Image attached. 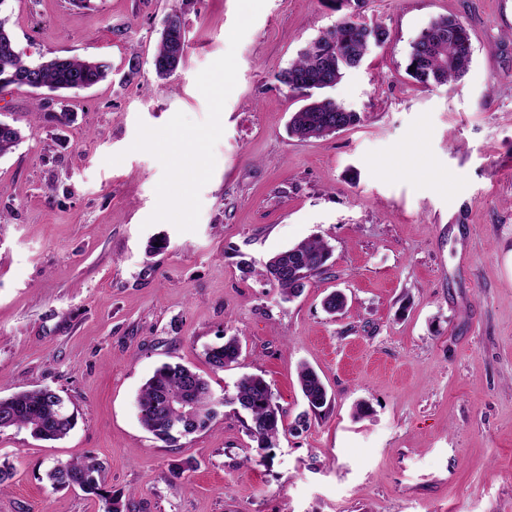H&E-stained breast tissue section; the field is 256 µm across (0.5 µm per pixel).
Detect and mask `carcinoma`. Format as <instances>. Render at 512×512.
<instances>
[{
    "label": "carcinoma",
    "instance_id": "carcinoma-1",
    "mask_svg": "<svg viewBox=\"0 0 512 512\" xmlns=\"http://www.w3.org/2000/svg\"><path fill=\"white\" fill-rule=\"evenodd\" d=\"M174 22L161 33L151 66L156 75L165 78L179 66L186 48V24L183 14L173 10ZM7 19L0 17V79L39 67L43 87L65 94L74 84L83 82L94 86L108 78L111 64L105 59H82L55 56L37 64L26 59L6 27ZM388 38L381 26H368L343 19L300 53L288 68L278 75L280 83L293 92L310 93L334 87L346 70L360 65L371 48L382 45ZM473 56L469 29L461 21L440 17L433 21L413 42L407 66L408 75L426 85H452L467 73ZM361 115L354 109L331 97L311 100L289 121V131L300 140L318 138L354 127ZM22 140V131L14 127L8 134H0V156L6 155ZM331 255V247L321 237L304 239L273 256L263 276L278 285L283 296L290 298L300 293L312 276L322 272ZM241 354L238 337L229 336L224 342L205 350V358L212 370L219 371L237 361ZM298 383L307 403V409L297 415L292 429L307 427L309 415H321L328 406V390L319 374L303 365L298 371ZM190 398L194 415L184 428L189 435L207 428L218 416L224 399L216 398L210 382L201 374L181 363L161 365L142 386L136 405L142 426L157 439L174 443L178 437L170 434L175 424L184 420L178 401ZM233 402L250 415L247 430L257 443L258 452L275 446L280 433L287 431L284 412L276 401L270 383L261 375H245L235 385ZM75 426V415L63 398L48 388L18 393L0 398V432L11 428H26L38 440H59ZM101 465L93 457L59 463L47 472L54 489L66 488L71 481L82 485V490L105 501L104 512H123L120 501L103 492L99 476Z\"/></svg>",
    "mask_w": 512,
    "mask_h": 512
}]
</instances>
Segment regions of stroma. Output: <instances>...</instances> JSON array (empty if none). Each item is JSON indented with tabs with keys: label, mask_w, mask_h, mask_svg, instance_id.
I'll list each match as a JSON object with an SVG mask.
<instances>
[{
	"label": "stroma",
	"mask_w": 512,
	"mask_h": 512,
	"mask_svg": "<svg viewBox=\"0 0 512 512\" xmlns=\"http://www.w3.org/2000/svg\"><path fill=\"white\" fill-rule=\"evenodd\" d=\"M175 9L187 51L161 79L151 59ZM0 11L31 61L112 63L62 100L0 89V120L24 130L0 157V398L48 386L77 416L59 441L0 432L14 465L0 512H104L44 477L87 456L124 512H512V0ZM343 16L389 32L328 91L362 122L297 140L288 120L304 101L277 76ZM442 16L469 28L473 60L454 87H425L407 57ZM314 235L333 254L283 299L260 272ZM157 236L169 246L149 253ZM334 291L347 306L331 316ZM226 336L241 356L212 371L204 351ZM166 362L225 398L210 428L172 445L136 409ZM304 364L332 402L296 431ZM245 374L271 383L290 426L261 463L232 401Z\"/></svg>",
	"instance_id": "obj_1"
}]
</instances>
